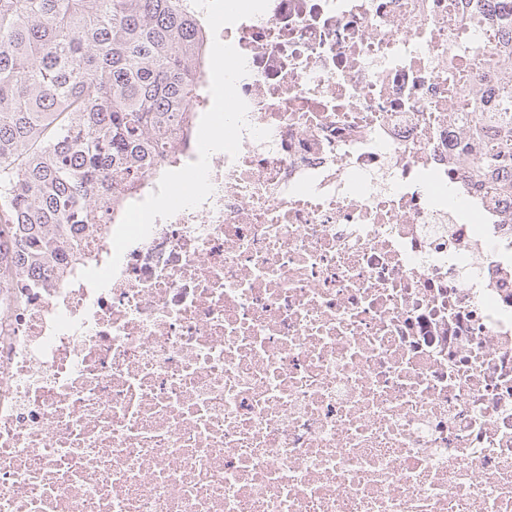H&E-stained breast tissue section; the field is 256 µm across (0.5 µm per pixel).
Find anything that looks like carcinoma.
I'll return each mask as SVG.
<instances>
[{"mask_svg": "<svg viewBox=\"0 0 512 512\" xmlns=\"http://www.w3.org/2000/svg\"><path fill=\"white\" fill-rule=\"evenodd\" d=\"M192 0H0V282L59 277L58 240L108 224L188 138L207 69ZM482 113L478 155L512 166V86Z\"/></svg>", "mask_w": 512, "mask_h": 512, "instance_id": "cac0c4a2", "label": "carcinoma"}]
</instances>
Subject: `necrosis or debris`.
Segmentation results:
<instances>
[{"instance_id": "necrosis-or-debris-1", "label": "necrosis or debris", "mask_w": 512, "mask_h": 512, "mask_svg": "<svg viewBox=\"0 0 512 512\" xmlns=\"http://www.w3.org/2000/svg\"><path fill=\"white\" fill-rule=\"evenodd\" d=\"M512 0H269L251 126L97 291L0 283V512H512ZM497 104L491 112H481V132L489 130L495 141L483 147L478 155V169L484 176L492 177L512 166V86H499L497 88ZM480 133L477 138H482Z\"/></svg>"}]
</instances>
